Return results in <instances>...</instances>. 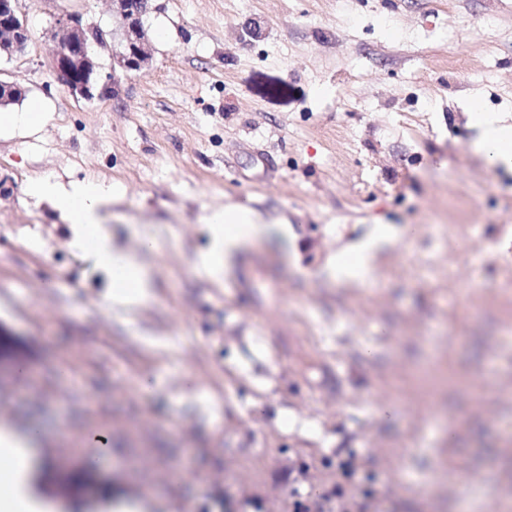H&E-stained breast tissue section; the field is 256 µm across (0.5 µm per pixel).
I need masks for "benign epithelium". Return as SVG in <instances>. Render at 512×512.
I'll use <instances>...</instances> for the list:
<instances>
[{
  "label": "benign epithelium",
  "instance_id": "benign-epithelium-1",
  "mask_svg": "<svg viewBox=\"0 0 512 512\" xmlns=\"http://www.w3.org/2000/svg\"><path fill=\"white\" fill-rule=\"evenodd\" d=\"M152 0H112L113 14L119 20L121 38L112 48V74L98 76V63L92 45L99 27L85 24L78 14L58 20V48L52 55V69L58 83L75 97L85 100L100 98L114 92L117 71L139 72L150 60V47L142 18ZM31 41V32L20 0H0V55L23 52Z\"/></svg>",
  "mask_w": 512,
  "mask_h": 512
}]
</instances>
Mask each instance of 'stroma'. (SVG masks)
<instances>
[{"mask_svg": "<svg viewBox=\"0 0 512 512\" xmlns=\"http://www.w3.org/2000/svg\"><path fill=\"white\" fill-rule=\"evenodd\" d=\"M21 8L32 40L0 78L52 118L0 138V425L37 431L50 494L288 512L338 487L370 512H512V172L468 119L476 96L512 119V0H153L147 69L91 101L49 58L67 14L115 30L109 0ZM38 176L123 187L105 231L154 244L134 314L29 195ZM229 203L291 234L217 280L198 259ZM378 224L397 236L371 286L331 280Z\"/></svg>", "mask_w": 512, "mask_h": 512, "instance_id": "obj_1", "label": "stroma"}]
</instances>
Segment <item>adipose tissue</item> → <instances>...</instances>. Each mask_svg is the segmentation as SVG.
Here are the masks:
<instances>
[{"mask_svg": "<svg viewBox=\"0 0 512 512\" xmlns=\"http://www.w3.org/2000/svg\"><path fill=\"white\" fill-rule=\"evenodd\" d=\"M471 123L479 127L480 136L472 144L489 168L512 170V125L503 124L493 113L472 106ZM31 197L57 205L72 226L71 244L90 252L96 263L112 279V303L130 311L146 301L152 281L144 261L114 247L103 230L104 212L111 205L119 188L116 184L88 177L62 185L49 177H36L29 182ZM212 240L211 249L203 253L200 263L212 273H220L229 260L247 246L256 244L270 234L266 224L254 210L242 206H226L212 210L206 218ZM390 241L385 228L375 234L352 254H338L330 267L334 279L358 285L370 282L375 254ZM36 434L19 433L12 428L0 429V457L7 460V481L0 488V512H61L59 503L40 489L34 478Z\"/></svg>", "mask_w": 512, "mask_h": 512, "instance_id": "adipose-tissue-1", "label": "adipose tissue"}]
</instances>
